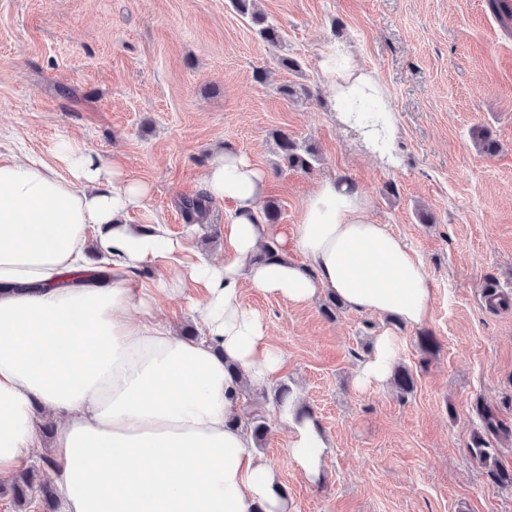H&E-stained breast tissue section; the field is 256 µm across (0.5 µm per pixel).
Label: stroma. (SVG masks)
<instances>
[{"label": "stroma", "mask_w": 512, "mask_h": 512, "mask_svg": "<svg viewBox=\"0 0 512 512\" xmlns=\"http://www.w3.org/2000/svg\"><path fill=\"white\" fill-rule=\"evenodd\" d=\"M281 32L271 45L230 0H0V158L18 150L54 163L60 135L102 158L122 154L148 184L146 204L126 216L212 259L224 257L231 206L211 201L205 223L185 199L229 147L265 171L278 228L298 223L312 187L346 180L370 215L403 239L434 288L428 320L408 327L338 309L327 295L294 306L243 284L241 300L265 322L285 359L274 385L290 388L329 442L317 482L271 422L261 452L278 471L290 512H512V437L487 433L490 410L512 430V308L494 311L488 285L512 294V35L487 0H257ZM350 44L383 83L396 113L398 162L365 151L357 129L337 123L320 74L322 51ZM296 68L281 65L282 57ZM310 96L287 97L282 86ZM499 150L479 151L474 127ZM316 153L308 173L275 169L274 131ZM404 340V394L393 383L353 381L372 338ZM434 338L423 353L420 336ZM247 387L267 405L273 387ZM484 439L490 460L473 458Z\"/></svg>", "instance_id": "1"}]
</instances>
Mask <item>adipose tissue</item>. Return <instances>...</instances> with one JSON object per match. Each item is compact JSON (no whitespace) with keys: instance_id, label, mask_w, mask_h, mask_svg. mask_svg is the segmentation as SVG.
Wrapping results in <instances>:
<instances>
[{"instance_id":"adipose-tissue-1","label":"adipose tissue","mask_w":512,"mask_h":512,"mask_svg":"<svg viewBox=\"0 0 512 512\" xmlns=\"http://www.w3.org/2000/svg\"><path fill=\"white\" fill-rule=\"evenodd\" d=\"M319 68L337 120L394 162L398 126L378 77L343 42L323 50ZM55 154L65 173L32 155L0 158V480L37 446L43 414L55 423L52 479L64 512H289L278 474L231 422L239 386L226 362L255 386L284 364L243 305L242 284L294 306L327 290L353 311L417 327L433 297L422 261L344 181L316 184L298 224L274 231L261 216L264 171L224 149L203 184L234 205L224 260L212 262L164 225L125 223L150 188L120 157L92 155L71 136ZM267 244L276 258L258 260ZM148 267L155 280L138 283ZM189 288L199 293L195 338L153 314L161 298ZM400 351V337L381 330L358 387L388 382ZM279 418L292 461L319 480L327 448L320 426L293 404Z\"/></svg>"}]
</instances>
